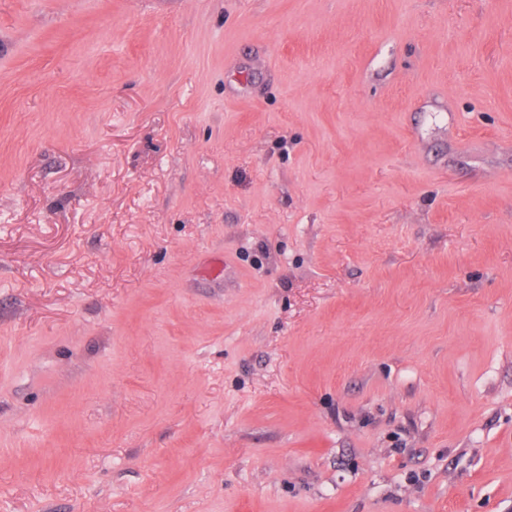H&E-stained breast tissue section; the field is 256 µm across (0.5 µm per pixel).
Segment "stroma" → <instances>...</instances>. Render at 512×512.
Wrapping results in <instances>:
<instances>
[{"instance_id":"1","label":"stroma","mask_w":512,"mask_h":512,"mask_svg":"<svg viewBox=\"0 0 512 512\" xmlns=\"http://www.w3.org/2000/svg\"><path fill=\"white\" fill-rule=\"evenodd\" d=\"M0 512H512V0H0Z\"/></svg>"}]
</instances>
